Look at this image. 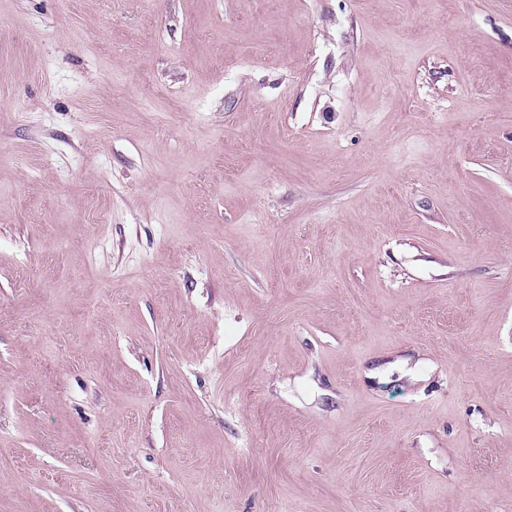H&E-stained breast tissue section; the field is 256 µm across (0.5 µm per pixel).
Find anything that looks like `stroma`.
Segmentation results:
<instances>
[{
	"label": "stroma",
	"mask_w": 512,
	"mask_h": 512,
	"mask_svg": "<svg viewBox=\"0 0 512 512\" xmlns=\"http://www.w3.org/2000/svg\"><path fill=\"white\" fill-rule=\"evenodd\" d=\"M0 512H512V0H0Z\"/></svg>",
	"instance_id": "obj_1"
}]
</instances>
